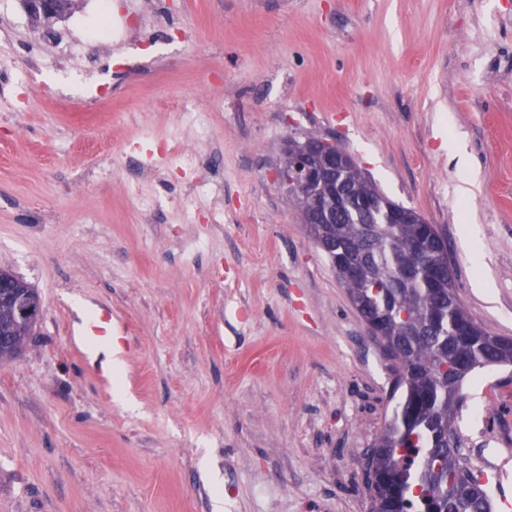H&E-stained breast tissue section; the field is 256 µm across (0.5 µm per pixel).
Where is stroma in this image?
I'll return each mask as SVG.
<instances>
[{
	"label": "stroma",
	"instance_id": "stroma-1",
	"mask_svg": "<svg viewBox=\"0 0 512 512\" xmlns=\"http://www.w3.org/2000/svg\"><path fill=\"white\" fill-rule=\"evenodd\" d=\"M113 2L126 41L73 51L94 0L48 28L0 0V268L43 300L0 363V512H369L390 363L274 173L345 148L512 338V0ZM103 311L119 383L78 334ZM464 393L504 512L512 366Z\"/></svg>",
	"mask_w": 512,
	"mask_h": 512
}]
</instances>
